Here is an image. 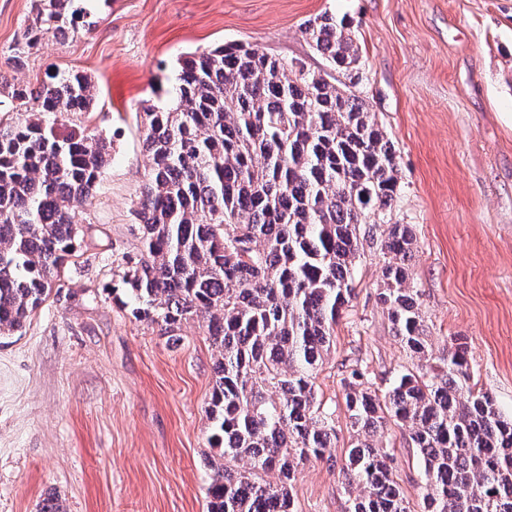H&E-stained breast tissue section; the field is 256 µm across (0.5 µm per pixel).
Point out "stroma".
<instances>
[{"mask_svg": "<svg viewBox=\"0 0 512 512\" xmlns=\"http://www.w3.org/2000/svg\"><path fill=\"white\" fill-rule=\"evenodd\" d=\"M95 22L45 37L23 67L31 0H0V81L38 85L76 69L95 84L90 115L112 158L87 203H74L78 255L22 334L0 337V512H38L54 492L64 512H207L215 352L201 323L178 340L136 320L124 258L140 248L138 207L148 158L140 104L167 105L183 55L243 42L313 69L326 61L305 22L335 14L361 55L357 95L393 143L400 192L391 212L411 225L414 288L433 357L451 338L469 344L474 383L512 416V0H82ZM365 242L355 290L319 368L316 391L333 413L330 460L300 467L295 512H346L340 472L350 444L342 379L366 367L386 390L415 359L378 299L385 264ZM384 443L411 512L422 475L407 427Z\"/></svg>", "mask_w": 512, "mask_h": 512, "instance_id": "stroma-1", "label": "stroma"}]
</instances>
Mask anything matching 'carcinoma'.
<instances>
[{
    "mask_svg": "<svg viewBox=\"0 0 512 512\" xmlns=\"http://www.w3.org/2000/svg\"><path fill=\"white\" fill-rule=\"evenodd\" d=\"M74 2L32 0L10 59L21 64L46 35L77 33L78 19L90 29ZM347 28L324 13L304 33L351 75L360 52ZM176 80L170 108L142 106L141 247L125 257L122 282L135 319L171 337L196 319L216 353L208 415L223 462L210 463L208 512H292L297 468L336 440L315 375L373 232L365 223H388L397 198L395 150L349 87L243 43L187 54ZM93 101L78 70L35 88L0 83V336L22 332L76 252L70 207L93 196L110 149L69 124ZM413 249L409 225H390L379 299L401 345L425 360ZM470 380L457 337L437 365L402 373L382 397L360 368L343 378L353 440L342 470L361 489L348 512H410L383 448L390 422L410 429L424 512H512V418Z\"/></svg>",
    "mask_w": 512,
    "mask_h": 512,
    "instance_id": "cac0c4a2",
    "label": "carcinoma"
}]
</instances>
